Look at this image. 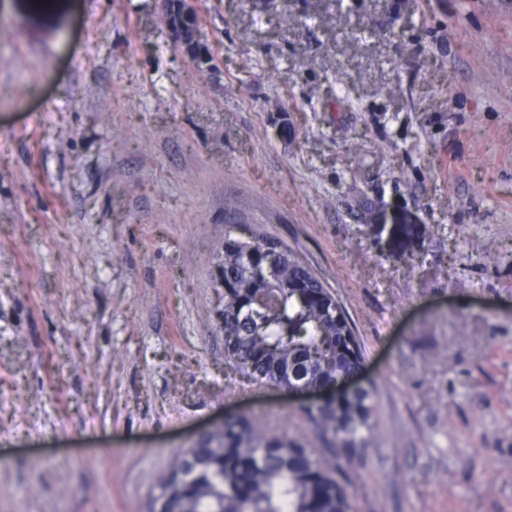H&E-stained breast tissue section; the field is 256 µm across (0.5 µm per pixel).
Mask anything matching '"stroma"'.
I'll return each instance as SVG.
<instances>
[{
	"label": "stroma",
	"mask_w": 512,
	"mask_h": 512,
	"mask_svg": "<svg viewBox=\"0 0 512 512\" xmlns=\"http://www.w3.org/2000/svg\"><path fill=\"white\" fill-rule=\"evenodd\" d=\"M0 0V512H147L226 416L224 239L360 339L357 512H512V0Z\"/></svg>",
	"instance_id": "stroma-1"
}]
</instances>
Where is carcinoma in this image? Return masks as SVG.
Here are the masks:
<instances>
[{
	"instance_id": "1",
	"label": "carcinoma",
	"mask_w": 512,
	"mask_h": 512,
	"mask_svg": "<svg viewBox=\"0 0 512 512\" xmlns=\"http://www.w3.org/2000/svg\"><path fill=\"white\" fill-rule=\"evenodd\" d=\"M224 353L245 379L286 388L326 384L352 371L363 350L341 305L324 306L321 280L290 250L264 237L224 238ZM278 310L260 324L249 312L259 290ZM372 396L362 390L307 410L347 461L364 445ZM163 512H354L336 478L301 443L248 418L224 423L201 448L177 457L158 483Z\"/></svg>"
}]
</instances>
